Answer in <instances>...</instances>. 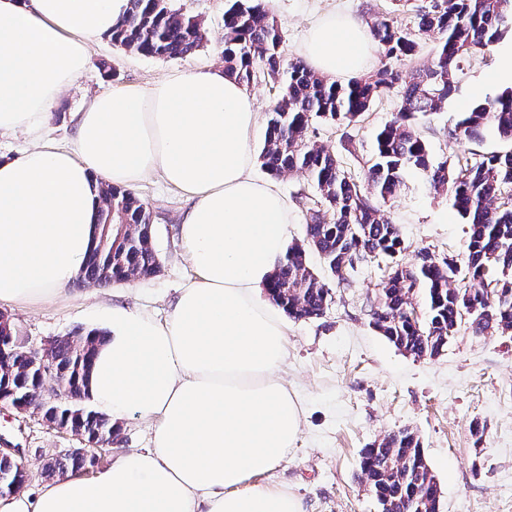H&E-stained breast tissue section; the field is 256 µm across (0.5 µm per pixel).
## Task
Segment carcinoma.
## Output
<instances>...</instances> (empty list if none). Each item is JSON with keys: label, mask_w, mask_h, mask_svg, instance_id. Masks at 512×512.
I'll list each match as a JSON object with an SVG mask.
<instances>
[{"label": "carcinoma", "mask_w": 512, "mask_h": 512, "mask_svg": "<svg viewBox=\"0 0 512 512\" xmlns=\"http://www.w3.org/2000/svg\"><path fill=\"white\" fill-rule=\"evenodd\" d=\"M415 26L403 27L388 14L370 23L371 36L390 60L347 82L331 81L300 60H285L277 23L259 0H228L224 10V72L248 87L258 79L273 91L259 159L279 178L303 173L311 191L301 190L305 236L288 247L267 287L269 298L296 320L317 318L332 300L331 288L309 264L318 255L338 287H350L358 268L372 260L385 263L372 314L374 329L398 350L415 358L440 355L463 322L477 335L512 333V287L489 301L486 289L512 284V149L478 157L438 158L415 130V120L442 108L458 84L459 72L473 55L512 33V0H430L415 9ZM439 40L430 64L412 69L398 112L371 136L366 180H356L340 157L317 141L315 124H356L400 79L395 65L418 53V38ZM118 48L147 57L178 59L203 47L205 31L194 15L173 8L170 0H130L127 14L109 35ZM487 129L512 144V89L470 104L448 136L479 139ZM409 172L447 190L453 208L470 225L466 260L427 249L410 268L397 260L404 250L399 228L384 209L397 198ZM99 257L86 260L83 282L109 285L158 272L152 215L129 189L101 186ZM105 336L81 331L50 342L60 378L71 394L88 399L86 381ZM42 378L22 351L0 373V390L33 403ZM57 422L87 438H114L120 426L92 405L79 417L68 409L49 411ZM95 466L92 456L65 455L49 464L51 474ZM361 471L379 512H440L439 482L419 434L392 430L364 449Z\"/></svg>", "instance_id": "obj_1"}]
</instances>
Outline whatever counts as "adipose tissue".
Wrapping results in <instances>:
<instances>
[{"label":"adipose tissue","instance_id":"ef3b65f1","mask_svg":"<svg viewBox=\"0 0 512 512\" xmlns=\"http://www.w3.org/2000/svg\"><path fill=\"white\" fill-rule=\"evenodd\" d=\"M129 6L0 0V136L31 141L0 161V304L59 296L95 244L99 185L134 189L161 174L189 202L181 240L194 276L165 323L113 308L88 384L113 420L155 419L153 442L93 478L0 499V512H304L267 478L297 440L302 409L280 375L285 323L262 295L294 226L287 198L253 172V96L223 71L176 70L92 97L72 147L44 133L87 69L92 38ZM368 44L360 24L331 18L303 56L321 75L349 78L367 69Z\"/></svg>","mask_w":512,"mask_h":512}]
</instances>
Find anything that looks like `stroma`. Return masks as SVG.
I'll list each match as a JSON object with an SVG mask.
<instances>
[{
    "label": "stroma",
    "mask_w": 512,
    "mask_h": 512,
    "mask_svg": "<svg viewBox=\"0 0 512 512\" xmlns=\"http://www.w3.org/2000/svg\"><path fill=\"white\" fill-rule=\"evenodd\" d=\"M411 2V9L400 11L391 0H266L264 7L281 31L284 57L297 59L321 20L350 16L367 24L387 11L409 27L413 6L425 0ZM172 4L201 19L207 32L203 47L168 60L120 49L105 36L93 40L87 70L49 114L45 131L50 138L72 145L73 115L93 94L128 84L149 85L175 70L223 66L226 0ZM511 46L509 34L465 64L455 97L419 122L435 154L453 157L512 147L490 131L471 141L448 135L462 104L499 93V86L482 85L481 78L499 67L501 50ZM399 99L396 91L382 98L360 123L320 127L319 142L341 156L349 173L363 176L361 153L346 152L344 145L350 139L368 140L376 127L391 119ZM136 193L152 214L153 245L161 260L158 273L120 287L76 280L53 301L9 307L7 313L25 344L38 346L77 331H106L116 303L157 321L169 316L179 289L193 275L180 239L187 203L157 175ZM390 217L404 241L400 259L409 265L424 248L440 255L461 254L469 237V226L453 209L447 192L434 189L418 174L407 175ZM381 276L377 265H364L351 287L333 288V301L321 317L287 319L288 357L282 376L301 402V431L272 480L288 486L305 512H377L361 473V453L385 432L409 427L418 432L439 481L441 512H512V334L478 336L465 323L442 355L418 359L404 354L371 325ZM476 420L485 426L478 443L470 433ZM155 425L154 419L138 415L121 421L112 445L96 451L101 466H108L118 451L151 447ZM0 445L22 449L24 490L34 496L49 481L45 463L81 442L35 412L22 414L7 406L0 407Z\"/></svg>",
    "instance_id": "1"
}]
</instances>
